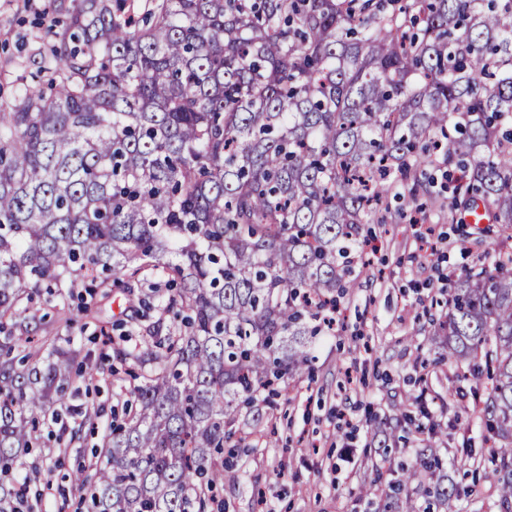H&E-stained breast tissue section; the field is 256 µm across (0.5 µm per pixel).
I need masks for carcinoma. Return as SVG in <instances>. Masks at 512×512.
<instances>
[{
  "mask_svg": "<svg viewBox=\"0 0 512 512\" xmlns=\"http://www.w3.org/2000/svg\"><path fill=\"white\" fill-rule=\"evenodd\" d=\"M71 0L33 85L0 104V512L42 481L21 454L59 418L78 351L35 336L34 299L73 313L76 278L170 294L126 371L107 464L78 468L82 512H210L242 410L309 362L322 308L357 287L364 225L390 198L512 227V0ZM452 282L435 342L491 380L481 422L500 512H512V257ZM113 282H108V277ZM169 325H164V321ZM84 424L101 412L80 411ZM436 449L385 490L415 512L461 494Z\"/></svg>",
  "mask_w": 512,
  "mask_h": 512,
  "instance_id": "obj_1",
  "label": "carcinoma"
}]
</instances>
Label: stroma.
Segmentation results:
<instances>
[{
  "label": "stroma",
  "instance_id": "1",
  "mask_svg": "<svg viewBox=\"0 0 512 512\" xmlns=\"http://www.w3.org/2000/svg\"><path fill=\"white\" fill-rule=\"evenodd\" d=\"M57 18L51 0H0V103L8 104L30 84ZM379 247L371 267L342 304L344 320L333 331L310 337V360L290 379L287 395L242 416L244 449L225 448L224 481L219 497L226 512H373L364 484L402 476L401 463H414L416 449L435 444L444 463V481L474 495L458 501L457 512H498L496 477L488 464L472 466L487 434L471 409L485 378H461L455 365L438 362L431 337L440 301L452 279L481 267L490 249L512 251V239L499 224L452 223L447 210L428 212L423 224H371ZM163 278L147 274L134 293L112 287L90 313L58 312L47 299L39 333L70 342L107 379L89 388L76 383L73 408L88 402L105 411H122L126 384L112 376L114 348L136 352L148 321L139 319L143 302L158 303ZM428 372V385L414 380ZM411 416L422 428L409 444L383 452L372 427ZM43 443L22 457L52 472L53 486L40 489L32 512H77L79 494L66 479L69 470L105 464L104 426H87L82 440L67 446L58 426L41 423Z\"/></svg>",
  "mask_w": 512,
  "mask_h": 512
}]
</instances>
